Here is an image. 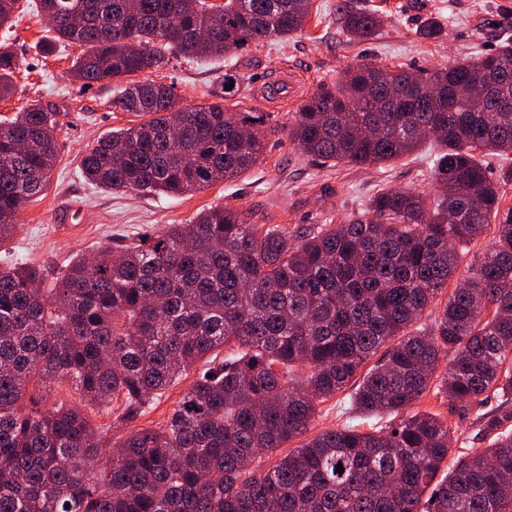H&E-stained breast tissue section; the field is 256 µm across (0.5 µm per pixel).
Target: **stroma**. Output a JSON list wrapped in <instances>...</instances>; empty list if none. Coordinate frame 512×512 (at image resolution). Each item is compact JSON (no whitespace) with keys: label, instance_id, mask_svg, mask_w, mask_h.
Here are the masks:
<instances>
[{"label":"stroma","instance_id":"stroma-1","mask_svg":"<svg viewBox=\"0 0 512 512\" xmlns=\"http://www.w3.org/2000/svg\"><path fill=\"white\" fill-rule=\"evenodd\" d=\"M340 0H314L305 30L285 43L267 42L243 55L257 79L253 96L243 105L275 113L281 130L268 140L266 159L232 181H218L180 195H138L112 191L87 181L81 159L109 132L136 124V117L115 107L117 89L99 82L90 86L71 80L68 71L78 50L69 47L44 56L41 44L46 23L32 4H25L12 29H0L17 58L15 91L0 99V119L9 118L30 101L56 112L59 157L42 195L27 202L18 214L19 229L0 247V269L23 261L40 267L44 285L54 288L68 263L117 242L134 243L170 224H186L201 211L228 206L246 212L254 224L281 225L297 230L313 224H346L362 216L366 202L383 189L412 188L432 193L430 159L434 142L383 167L319 163L294 148L284 129L297 112L300 99L319 84L340 78L347 65L363 60L401 65L412 70L440 68L494 52L512 40V0H367L378 9L382 24L374 40H348L337 20ZM444 28L438 40L420 39L426 20ZM223 61L173 59L157 79L173 85L186 104L211 102L224 80ZM195 379L187 374L165 390L146 414L132 420L120 410H95V427L112 438L158 424L178 406ZM416 410L446 417L452 430L449 458L469 449L486 448L480 434L483 410L473 409L460 421L448 413V400L428 392Z\"/></svg>","mask_w":512,"mask_h":512}]
</instances>
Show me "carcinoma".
<instances>
[{"label": "carcinoma", "mask_w": 512, "mask_h": 512, "mask_svg": "<svg viewBox=\"0 0 512 512\" xmlns=\"http://www.w3.org/2000/svg\"><path fill=\"white\" fill-rule=\"evenodd\" d=\"M313 0H37L55 16L44 54L82 48L71 72L120 85L115 105L141 122L101 137L82 158L89 181L112 190L179 195L231 181L266 152L268 113L240 104L255 76L251 45L305 29ZM20 0H0V28ZM351 41L380 27L367 7L341 6ZM226 61L218 101L182 103L172 86L133 76L171 57ZM16 56L0 44V98ZM56 113L32 103L0 122V245L58 159ZM288 139L323 161L382 165L427 140L433 200L383 190L364 218L299 230L250 223L211 207L137 243L79 257L42 288L40 269L0 270V512H512V206H502L484 158L512 155V44L473 61L416 74L350 65L321 84L288 123ZM494 228L441 314L417 328L458 270L469 243ZM356 414L399 419L363 431L306 435L320 403L345 391ZM224 358H219V353ZM451 355L438 373L439 361ZM167 421L114 442L87 411L122 399L145 412L204 358ZM213 377H208V374ZM74 385L77 406L44 407ZM466 419L482 417L489 447L448 462V423L408 413L430 388ZM344 472H336L337 465Z\"/></svg>", "instance_id": "cac0c4a2"}]
</instances>
